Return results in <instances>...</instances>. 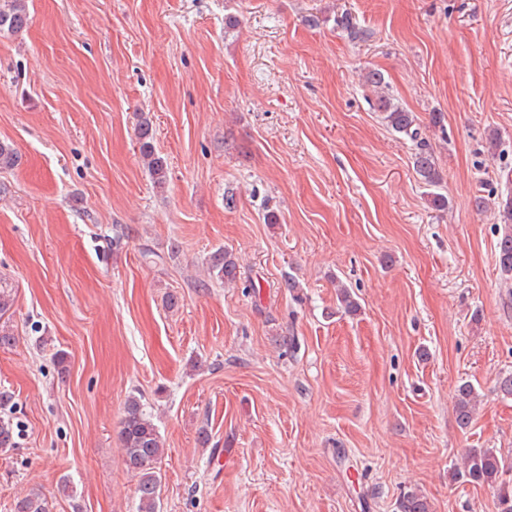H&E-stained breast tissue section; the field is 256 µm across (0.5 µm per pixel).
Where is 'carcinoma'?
Instances as JSON below:
<instances>
[{
    "label": "carcinoma",
    "instance_id": "1",
    "mask_svg": "<svg viewBox=\"0 0 512 512\" xmlns=\"http://www.w3.org/2000/svg\"><path fill=\"white\" fill-rule=\"evenodd\" d=\"M28 24L26 0H3L0 4V32L15 33ZM336 24L350 37L366 41L370 33L353 23L345 14L336 19ZM366 82L376 93L377 110L381 119L392 132L409 139L416 147L414 170L424 184L436 188L441 176L432 153L420 138V127L415 113L393 102L384 76L378 71H370ZM138 151L153 182L162 186L167 180V162L155 145L151 118L140 114L137 130ZM19 165V156L9 144L0 142V170L14 169ZM499 237L497 240V265L500 274L512 280V198L499 202ZM208 270L211 278L224 283L235 282L240 270L233 253L227 249H217L209 258ZM15 300L14 289L0 285V347L12 345L14 333L5 316L9 314ZM337 301L346 314H354L360 309L359 302L348 287L338 290ZM477 393L473 385L463 382L455 393L456 421L460 428H468L474 420ZM119 440L128 470L138 478L136 494L137 512H160V479L157 464L164 454L160 432L150 415L144 412L140 399L129 397L123 409L120 422ZM512 471V462L494 448H468L463 454V466L454 470L452 479L464 480L476 485H487L496 489L499 512H512V484L503 476ZM400 512H429L427 500L417 494H408L400 500ZM13 512H51L45 495L31 490L16 499Z\"/></svg>",
    "mask_w": 512,
    "mask_h": 512
}]
</instances>
